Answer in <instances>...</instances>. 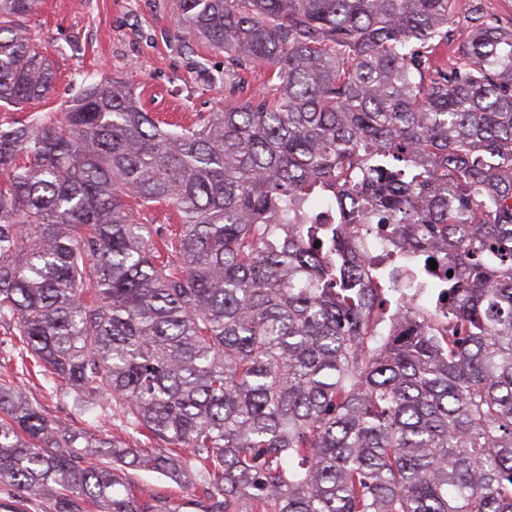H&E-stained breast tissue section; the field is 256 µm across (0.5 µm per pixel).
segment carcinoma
<instances>
[{
  "label": "carcinoma",
  "mask_w": 512,
  "mask_h": 512,
  "mask_svg": "<svg viewBox=\"0 0 512 512\" xmlns=\"http://www.w3.org/2000/svg\"><path fill=\"white\" fill-rule=\"evenodd\" d=\"M39 3L0 0L7 107L55 83L20 25ZM175 4L229 94L259 68L272 96L171 130L114 78L0 124V325L26 374L121 427L0 378V483L53 512H512V26L471 0L438 65L460 0ZM164 205L179 224L147 218ZM371 215L448 246L435 324L381 327L398 269L368 285L346 236ZM20 365L15 358L12 365H8L14 380L23 382V388L28 397L40 403L49 418L59 419L73 429L87 431L102 437L112 436L113 433L121 435V431L117 427L120 423L112 419V412L98 410L94 414H80L75 410L72 397L64 392L62 386L56 387L53 384H40V382L34 386L28 384L22 376Z\"/></svg>",
  "instance_id": "cac0c4a2"
}]
</instances>
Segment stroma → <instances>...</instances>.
<instances>
[{
  "mask_svg": "<svg viewBox=\"0 0 512 512\" xmlns=\"http://www.w3.org/2000/svg\"><path fill=\"white\" fill-rule=\"evenodd\" d=\"M173 0H42L26 21L29 35L49 58L57 79L38 112L61 110L80 91L84 76L119 78L135 88L143 108L178 125L206 121L224 100L223 83L204 82L197 63L220 77L223 52L177 38ZM49 418L107 436L118 430L111 413L82 414L63 388L25 385Z\"/></svg>",
  "mask_w": 512,
  "mask_h": 512,
  "instance_id": "obj_1",
  "label": "stroma"
}]
</instances>
